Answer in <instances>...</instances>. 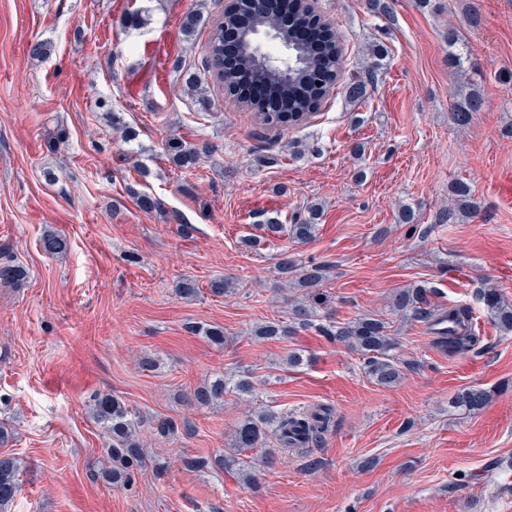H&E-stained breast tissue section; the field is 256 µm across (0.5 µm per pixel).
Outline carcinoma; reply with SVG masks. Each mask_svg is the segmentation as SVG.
Returning a JSON list of instances; mask_svg holds the SVG:
<instances>
[{
	"label": "carcinoma",
	"instance_id": "obj_1",
	"mask_svg": "<svg viewBox=\"0 0 512 512\" xmlns=\"http://www.w3.org/2000/svg\"><path fill=\"white\" fill-rule=\"evenodd\" d=\"M218 27H213L208 37L204 69L214 72L217 79L231 87L237 83L238 74L247 71L252 76L258 75L257 64L252 56L245 55L237 65L219 75L211 56V48L218 41ZM326 52L322 61L315 58L302 57L299 68L285 76L276 73L267 75L270 82L278 84L282 89L283 106L279 114L291 117L304 116L309 111L312 96L317 89L316 71L323 73L339 72L341 55L337 48L336 34L328 30L324 32ZM373 61L355 79L345 84L348 100L355 102L367 94V88L374 85L382 68L379 54L371 53ZM483 102L475 89L465 97L464 102L455 106L452 111L453 121L465 126L469 124L472 114L480 111ZM165 152L173 164L181 169H192L201 160V150L179 136L166 141ZM454 196L452 207L439 213L438 223L445 224L457 219L462 214H470L476 209V202L470 186L458 181L452 186ZM319 207L313 205L307 215L285 226L268 217L262 229L272 236L288 233L298 242H306L314 237L315 224ZM67 247V241L53 233L42 238V249L48 254H58ZM277 270L284 283L302 293V298L290 301L292 321L297 327H307L314 321V312L310 308V296L313 289L319 287L326 279L328 267L323 263L300 265L288 252H283L277 261ZM28 277L24 266L8 259L0 261V285L18 286ZM431 290L423 285H409L394 292L389 302L391 313L403 320L423 321L430 332L443 317H454L458 320L469 317L465 307H454L447 311L433 308L430 300ZM482 302L501 332L512 333V302L507 300L501 290L489 285L482 292ZM291 326L278 321H271L254 330L256 336H286ZM331 338L347 344L357 352L364 361L369 377L383 388L397 386L405 377V372L415 369L414 363L403 361L397 357L395 350L398 342L392 336L390 323L379 316L363 315L342 326L326 329ZM437 346L452 355L469 350L476 344V337L465 333L456 335L451 330L439 332L436 337ZM253 390V384L246 375H220L207 380L193 391V404L207 408L224 401L228 393L247 395ZM489 392L480 388H467L456 396V405L469 412L481 410L489 401ZM90 409L99 433L105 444V459L98 461L97 474L105 480L131 489L134 476L145 464L144 444L138 434V422L132 416L125 403L110 393H96L92 396ZM329 424V413L318 410L310 414L284 413L271 410L252 412L242 418L233 430L229 448L216 463L226 470H237L243 483L252 487L258 485L256 471L263 465L271 463L267 457L260 462L248 464L241 458L245 451L256 448L272 437L283 448H305L321 438ZM21 465L15 457L0 456V512L7 508L20 491L19 471Z\"/></svg>",
	"mask_w": 512,
	"mask_h": 512
}]
</instances>
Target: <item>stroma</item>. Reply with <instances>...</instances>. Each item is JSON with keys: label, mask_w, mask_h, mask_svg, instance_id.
<instances>
[{"label": "stroma", "mask_w": 512, "mask_h": 512, "mask_svg": "<svg viewBox=\"0 0 512 512\" xmlns=\"http://www.w3.org/2000/svg\"><path fill=\"white\" fill-rule=\"evenodd\" d=\"M387 2L384 16L372 0H312L340 36L342 67L309 119L271 126L203 70L229 0H0V255L28 271L24 286L0 287V421L23 481L8 512H512V334L479 300L487 283L512 300V207L494 189L512 174V0ZM140 9L147 24L128 26ZM191 13L201 21L188 37ZM375 42L388 50L379 80L349 101L344 85ZM38 43L46 53L33 54ZM191 74L207 107L185 86ZM472 88L484 106L457 126L450 109ZM173 135L210 148L192 174L166 158ZM459 180L476 212L436 223ZM139 193L157 208L142 210ZM313 204L322 218L308 242L260 228ZM405 205L414 223L400 222ZM53 231L68 239L63 254L40 248ZM284 251L329 268L316 321L259 340L256 326L290 317L275 269ZM224 277L235 294L212 292ZM185 278L196 297L177 295ZM412 284L433 289L436 308L469 306L478 342L449 355L425 323L394 320L397 353L418 368L383 388L321 329L388 313ZM213 326L228 346L204 336ZM293 351L304 358L294 370ZM242 371L251 399L186 405L210 375ZM472 385L491 393L476 413L455 405ZM98 392L141 420L148 460L134 491L95 475ZM248 403L326 405L333 421L302 454L269 440L276 461L253 489L218 467L186 469L183 457L223 454ZM160 417L196 433L156 438Z\"/></svg>", "instance_id": "stroma-1"}]
</instances>
